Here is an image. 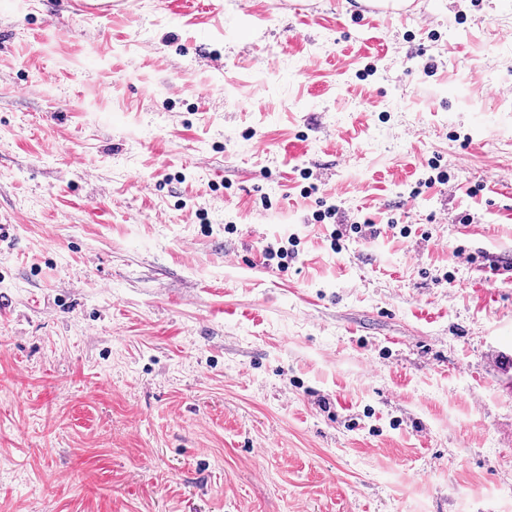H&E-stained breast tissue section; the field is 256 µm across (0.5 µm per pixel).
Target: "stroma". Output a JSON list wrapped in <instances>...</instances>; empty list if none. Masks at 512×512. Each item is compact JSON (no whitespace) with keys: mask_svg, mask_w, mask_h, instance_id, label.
Masks as SVG:
<instances>
[{"mask_svg":"<svg viewBox=\"0 0 512 512\" xmlns=\"http://www.w3.org/2000/svg\"><path fill=\"white\" fill-rule=\"evenodd\" d=\"M84 3L0 0V512H512V0Z\"/></svg>","mask_w":512,"mask_h":512,"instance_id":"35a3bbf8","label":"stroma"}]
</instances>
